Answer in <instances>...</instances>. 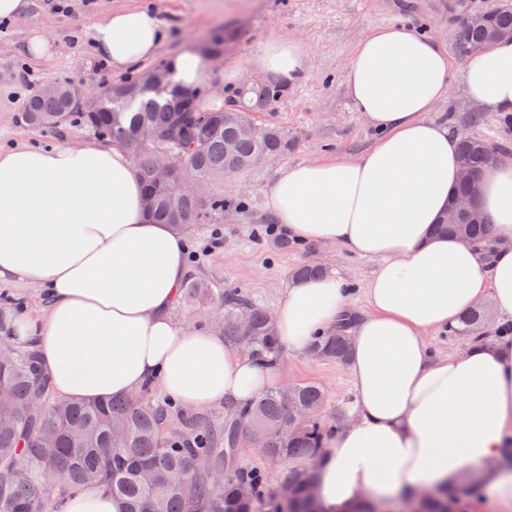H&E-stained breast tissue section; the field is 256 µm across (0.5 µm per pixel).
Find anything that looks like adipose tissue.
<instances>
[{
	"label": "adipose tissue",
	"instance_id": "ef3b65f1",
	"mask_svg": "<svg viewBox=\"0 0 512 512\" xmlns=\"http://www.w3.org/2000/svg\"><path fill=\"white\" fill-rule=\"evenodd\" d=\"M91 38L112 70L127 71L155 56L165 27L153 8L132 6L111 11ZM250 65L290 85L307 76L308 52L271 38ZM462 78L482 111L512 112V40L469 55ZM344 81L376 141L356 158L290 166L267 193L289 238L376 264L361 314L337 274L291 281L275 311L276 341L292 353L349 327L355 401L318 467V495L344 512L364 496L428 492L479 470L490 496L511 502L512 470L497 461L512 437V336L447 357L431 354L427 336L486 300L512 321V158L476 181L490 242L436 234L459 183V136L429 117L452 84L446 52L411 27H377ZM186 252L180 234L146 219L121 145L0 149V283L42 290V307L23 310L13 336L38 353L58 397L103 400L153 384L186 407L241 409L280 383L276 361L171 319ZM54 512L124 510L95 484L59 495Z\"/></svg>",
	"mask_w": 512,
	"mask_h": 512
}]
</instances>
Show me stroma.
Returning <instances> with one entry per match:
<instances>
[{"mask_svg": "<svg viewBox=\"0 0 512 512\" xmlns=\"http://www.w3.org/2000/svg\"><path fill=\"white\" fill-rule=\"evenodd\" d=\"M139 3L154 6L168 32L155 58L159 64L173 59L186 43L203 46L216 30L232 31V38L209 55L211 64L198 97L204 109L218 106L220 96L232 95L233 86L224 80L228 66L247 64L270 38H294L310 57L307 77L288 86L269 111L255 115L257 123H274L285 131L292 144L288 154L225 180L224 192L238 196L239 205L226 207L218 223L185 234L189 251L196 254L188 262L190 278L213 290L241 291L252 303L272 311L293 268L314 263L346 278L354 310H363V288L374 262L331 245L296 242L291 248H278L279 235L271 230L276 219L266 193L286 166L357 156L374 141L375 131L363 123L344 84V68L356 45L374 27L407 23L443 48L455 80L448 99L436 105L433 118L512 157V114L479 111L465 97L460 80L467 55L457 37L462 16L493 10L498 0H32L27 16L0 25V147L25 142L48 148L96 141L94 131L76 118L54 131L29 125L22 117L27 92L19 82V68L27 66L30 83L53 79L85 91L121 80V73L99 61L89 35L112 10ZM37 33L51 39L55 53L48 61L31 64L27 47ZM500 327L491 310L475 333L445 330L429 334L428 340L435 356H449L462 352L473 335L496 339ZM278 364L285 383L314 381L325 387L324 422L346 419L354 399L347 367L285 351L280 352Z\"/></svg>", "mask_w": 512, "mask_h": 512, "instance_id": "obj_1", "label": "stroma"}]
</instances>
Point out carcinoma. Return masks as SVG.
<instances>
[{
    "mask_svg": "<svg viewBox=\"0 0 512 512\" xmlns=\"http://www.w3.org/2000/svg\"><path fill=\"white\" fill-rule=\"evenodd\" d=\"M482 28L462 19L463 45L482 39ZM158 70L161 81L145 90L136 80L108 85L94 110L79 102V90L46 80L24 102L25 120L45 129H57L74 114L109 141L121 143L137 161L144 185V213L155 224L180 231L213 224L224 214V195L212 186L224 177L258 167L288 153V136L277 126H258L251 136L240 132L254 123L253 113L279 101L282 90L273 84L249 85L228 108L201 110L197 92L177 84L171 63ZM170 149L177 164L170 175L157 180L151 170L153 154ZM494 147L462 137L461 162L473 172L488 164ZM200 182L206 194L178 197L183 182ZM440 234L467 241L490 235L487 220L478 223L438 224ZM185 299H210L218 304L224 339L257 355H275L273 316L238 291L214 293L190 282ZM484 320L476 308L459 320L467 332ZM350 336L332 331L317 338L311 356L339 365L348 363ZM0 386L8 398L0 411L11 422L0 426V470L12 472L0 489V512H51L50 494L101 483L122 499L125 512H331L313 493L318 464L333 434L321 420L327 400L316 383L296 384L288 393L271 389L239 413L230 410L222 422L178 408L165 399H153L149 389L134 397L80 402L54 396L40 374L33 350L20 345L0 367ZM266 430L262 457L270 461L302 459L305 465L288 472V497L264 494V472L255 467H224L231 430L240 420ZM482 478L474 473L456 486L424 496H403L394 506L411 503L416 512H467L470 499L480 495Z\"/></svg>",
    "mask_w": 512,
    "mask_h": 512,
    "instance_id": "cac0c4a2",
    "label": "carcinoma"
}]
</instances>
